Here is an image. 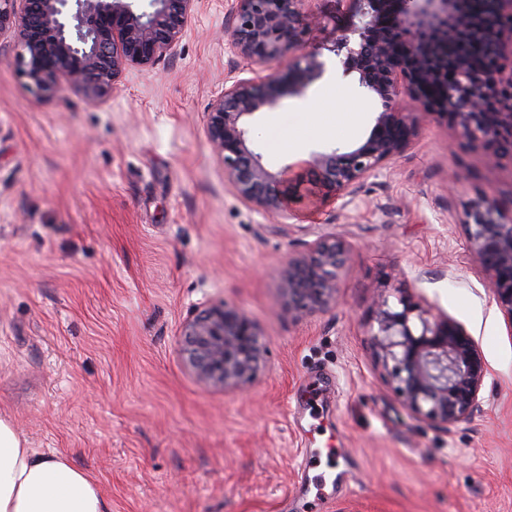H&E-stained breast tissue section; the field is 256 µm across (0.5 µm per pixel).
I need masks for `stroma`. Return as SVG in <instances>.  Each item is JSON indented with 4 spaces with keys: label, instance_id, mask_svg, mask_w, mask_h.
Returning <instances> with one entry per match:
<instances>
[{
    "label": "stroma",
    "instance_id": "35a3bbf8",
    "mask_svg": "<svg viewBox=\"0 0 512 512\" xmlns=\"http://www.w3.org/2000/svg\"><path fill=\"white\" fill-rule=\"evenodd\" d=\"M230 0H200L154 69L125 71L111 99L41 97L0 48V416L29 447L61 453L111 512H512V322L469 250L470 212L512 213V160L422 123L350 205L275 221L232 191L206 135L225 79L243 76ZM299 53L334 61L359 18L351 0H304ZM357 74L331 69L310 95L255 114L271 171L366 138ZM356 112L357 125L337 120ZM288 131L292 149L274 141ZM324 234L346 244L336 300L304 318L282 289L291 259ZM404 289L462 323L488 366L481 410L444 431L415 417L371 349L372 302ZM227 303L266 355L236 388L204 384L177 344L199 310ZM331 461L300 467L307 448Z\"/></svg>",
    "mask_w": 512,
    "mask_h": 512
}]
</instances>
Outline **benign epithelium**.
I'll return each instance as SVG.
<instances>
[{
    "label": "benign epithelium",
    "instance_id": "1",
    "mask_svg": "<svg viewBox=\"0 0 512 512\" xmlns=\"http://www.w3.org/2000/svg\"><path fill=\"white\" fill-rule=\"evenodd\" d=\"M229 15L232 48L249 76L224 85L206 112L212 151L236 195L274 218L310 201L351 197L387 169L420 122L437 119L479 144L489 165L512 158V0H397L393 33L378 25L391 0H358L359 24L333 52L343 73L358 74L356 104L371 98L381 110L360 145L331 147L273 172L253 149L250 118L284 98L301 97L326 70L316 53L272 65L298 46L314 15L304 0H235ZM198 0H0V39L21 46V73L43 96L69 91L104 104L130 66L152 67L183 36ZM477 34L492 64L477 70L456 46ZM407 95L419 107L401 111ZM470 252L512 329V219L485 200L465 225ZM344 243L321 236L308 254L289 261L288 308L298 318L336 300ZM369 340L386 381L417 417L451 431L480 409L488 368L474 337L447 315H432L404 295L374 301ZM181 351L206 384L237 387L257 370L266 347L252 320L226 303L205 308L181 330Z\"/></svg>",
    "mask_w": 512,
    "mask_h": 512
}]
</instances>
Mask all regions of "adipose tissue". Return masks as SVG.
<instances>
[{"label": "adipose tissue", "mask_w": 512, "mask_h": 512, "mask_svg": "<svg viewBox=\"0 0 512 512\" xmlns=\"http://www.w3.org/2000/svg\"><path fill=\"white\" fill-rule=\"evenodd\" d=\"M0 512H110L99 485L62 454L29 448L0 417Z\"/></svg>", "instance_id": "1"}]
</instances>
